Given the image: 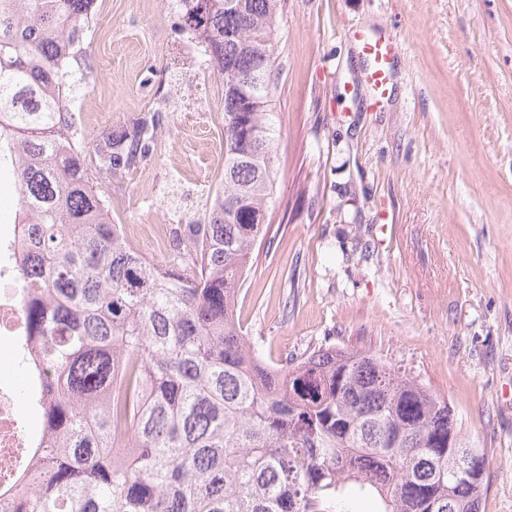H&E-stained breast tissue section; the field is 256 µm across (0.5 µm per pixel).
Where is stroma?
Instances as JSON below:
<instances>
[{
    "label": "stroma",
    "mask_w": 512,
    "mask_h": 512,
    "mask_svg": "<svg viewBox=\"0 0 512 512\" xmlns=\"http://www.w3.org/2000/svg\"><path fill=\"white\" fill-rule=\"evenodd\" d=\"M362 33L398 46L374 103ZM87 138L156 112L152 155L97 176L155 264L224 171V81L172 0H96ZM277 187L236 318L274 366L369 350L489 452L479 512H512V0H283Z\"/></svg>",
    "instance_id": "stroma-1"
}]
</instances>
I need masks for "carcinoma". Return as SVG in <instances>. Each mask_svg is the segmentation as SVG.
<instances>
[{"label": "carcinoma", "mask_w": 512, "mask_h": 512, "mask_svg": "<svg viewBox=\"0 0 512 512\" xmlns=\"http://www.w3.org/2000/svg\"><path fill=\"white\" fill-rule=\"evenodd\" d=\"M224 76V175L157 265L112 223L95 175L155 145L146 112L86 141L93 0H0V184L44 445L17 512H479L488 451L448 402L369 350L273 367L234 318L274 194L270 76L281 0H176ZM148 391L128 406L120 389Z\"/></svg>", "instance_id": "carcinoma-1"}]
</instances>
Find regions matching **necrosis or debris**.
<instances>
[{
	"instance_id": "necrosis-or-debris-1",
	"label": "necrosis or debris",
	"mask_w": 512,
	"mask_h": 512,
	"mask_svg": "<svg viewBox=\"0 0 512 512\" xmlns=\"http://www.w3.org/2000/svg\"><path fill=\"white\" fill-rule=\"evenodd\" d=\"M20 236L19 225L0 224V359L9 363L8 372H0V512H14L16 501L7 492L20 489L23 477L34 473V449L42 439L33 414L22 407L27 396L37 391L38 382L24 366L20 351L24 336L17 272Z\"/></svg>"
}]
</instances>
